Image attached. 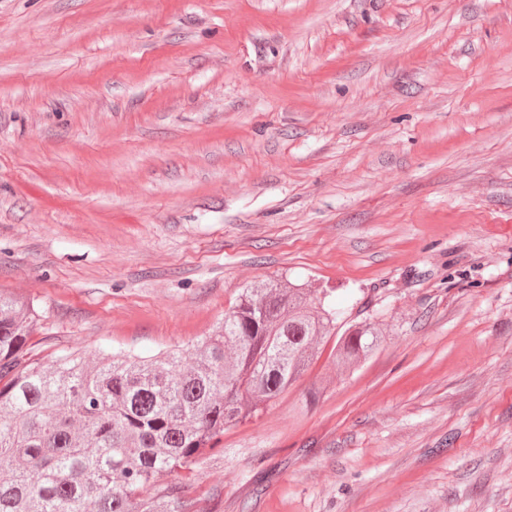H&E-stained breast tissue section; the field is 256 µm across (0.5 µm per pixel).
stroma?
<instances>
[{
  "mask_svg": "<svg viewBox=\"0 0 512 512\" xmlns=\"http://www.w3.org/2000/svg\"><path fill=\"white\" fill-rule=\"evenodd\" d=\"M382 340L224 431L204 512H512V0H0V292L148 359L241 289Z\"/></svg>",
  "mask_w": 512,
  "mask_h": 512,
  "instance_id": "1",
  "label": "stroma"
}]
</instances>
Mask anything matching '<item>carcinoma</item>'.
<instances>
[{
  "label": "carcinoma",
  "mask_w": 512,
  "mask_h": 512,
  "mask_svg": "<svg viewBox=\"0 0 512 512\" xmlns=\"http://www.w3.org/2000/svg\"><path fill=\"white\" fill-rule=\"evenodd\" d=\"M33 310L0 293V512H197L191 490L224 429L308 371L325 338L336 365L368 357L367 321L336 331L325 288H244L193 350L113 353L52 366L30 355Z\"/></svg>",
  "instance_id": "1"
}]
</instances>
